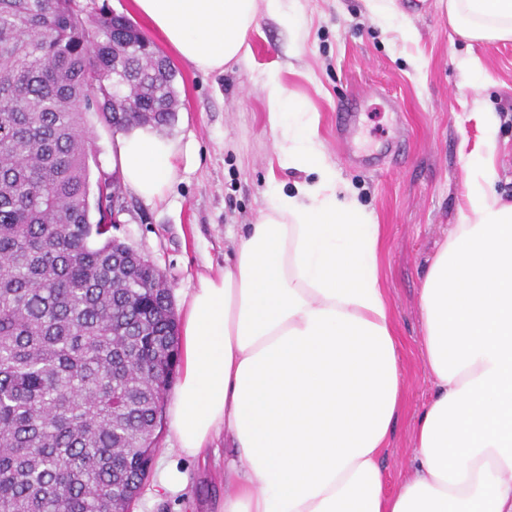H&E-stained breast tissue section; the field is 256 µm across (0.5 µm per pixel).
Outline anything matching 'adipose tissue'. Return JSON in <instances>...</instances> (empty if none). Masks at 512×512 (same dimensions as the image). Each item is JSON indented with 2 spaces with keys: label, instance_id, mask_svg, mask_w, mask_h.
Here are the masks:
<instances>
[{
  "label": "adipose tissue",
  "instance_id": "ef3b65f1",
  "mask_svg": "<svg viewBox=\"0 0 512 512\" xmlns=\"http://www.w3.org/2000/svg\"><path fill=\"white\" fill-rule=\"evenodd\" d=\"M202 71L250 55L259 12L283 0H133ZM456 33L512 40V0H447ZM280 166L314 173L294 193L270 186L218 276L184 299L180 379L169 408L179 456L224 459L221 512H512V204L470 170L468 214L433 255L420 289V362L433 393L414 415L409 473L387 488L382 466L406 380L379 270L382 228L336 195V169L309 113H289L266 77ZM181 140L136 126L112 167L146 201L176 176Z\"/></svg>",
  "mask_w": 512,
  "mask_h": 512
}]
</instances>
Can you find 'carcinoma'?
Listing matches in <instances>:
<instances>
[{
    "mask_svg": "<svg viewBox=\"0 0 512 512\" xmlns=\"http://www.w3.org/2000/svg\"><path fill=\"white\" fill-rule=\"evenodd\" d=\"M175 77L105 6L0 0V512H113L149 478L178 324L160 270L112 235L85 117L167 128Z\"/></svg>",
    "mask_w": 512,
    "mask_h": 512,
    "instance_id": "carcinoma-1",
    "label": "carcinoma"
}]
</instances>
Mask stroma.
<instances>
[{
	"instance_id": "stroma-1",
	"label": "stroma",
	"mask_w": 512,
	"mask_h": 512,
	"mask_svg": "<svg viewBox=\"0 0 512 512\" xmlns=\"http://www.w3.org/2000/svg\"><path fill=\"white\" fill-rule=\"evenodd\" d=\"M301 23L285 28L261 14L248 35L251 55L224 70L203 72L162 39L154 43L176 70L180 109L167 137L191 140L190 155L176 162L163 199L145 201L121 189L115 236L156 263L180 301L202 274L216 275L233 249L232 236L252 224L266 205L264 189L285 190L307 181L306 171L280 167L268 121L264 81L276 71L289 109L310 113L338 195H356L383 227L380 271L402 343L406 396L384 460L388 485L405 475L413 458V416L429 394L419 354V288L429 261L450 225L467 211V171L492 158L493 189L512 203V41L471 42L456 34L440 0H399L403 22L381 26L368 0H287ZM413 29L414 37L403 34ZM361 96L366 107L354 140L364 156L400 137L402 153L377 167L356 166L336 144V110ZM402 111L393 112L388 100ZM499 124L489 131L486 113ZM98 164L92 180L111 177L116 135L96 113L87 116ZM175 437L162 428L159 456L186 472V490L157 498L146 482L132 512H221L224 441L199 459L174 452Z\"/></svg>"
}]
</instances>
